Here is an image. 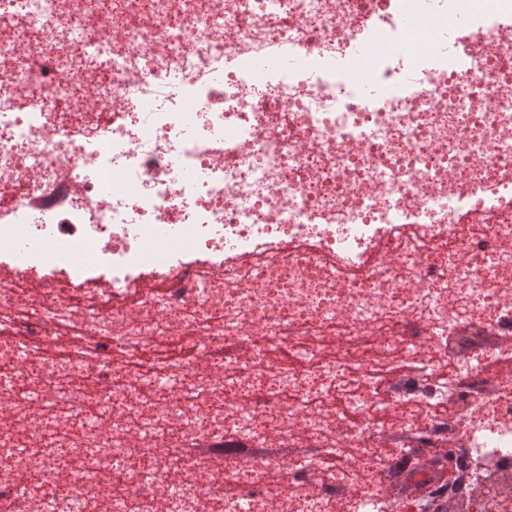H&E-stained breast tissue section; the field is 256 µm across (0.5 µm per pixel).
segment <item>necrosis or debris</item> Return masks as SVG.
<instances>
[{"instance_id":"1","label":"necrosis or debris","mask_w":512,"mask_h":512,"mask_svg":"<svg viewBox=\"0 0 512 512\" xmlns=\"http://www.w3.org/2000/svg\"><path fill=\"white\" fill-rule=\"evenodd\" d=\"M410 12L0 0V512H512V0Z\"/></svg>"}]
</instances>
